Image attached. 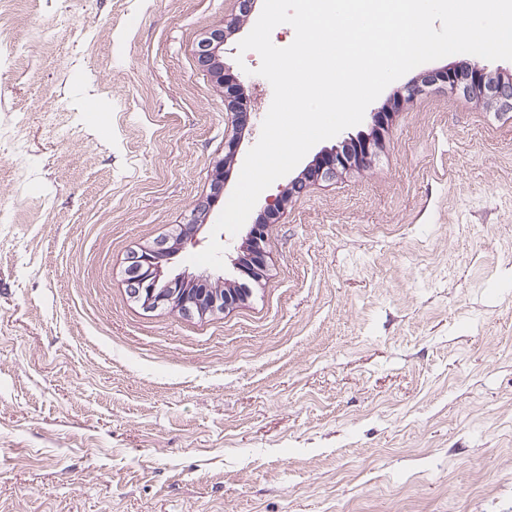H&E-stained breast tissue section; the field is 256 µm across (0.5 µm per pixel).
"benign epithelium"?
Instances as JSON below:
<instances>
[{"label": "benign epithelium", "instance_id": "1", "mask_svg": "<svg viewBox=\"0 0 512 512\" xmlns=\"http://www.w3.org/2000/svg\"><path fill=\"white\" fill-rule=\"evenodd\" d=\"M224 26L220 25L204 33L194 47L199 66L208 70L222 82H231L229 68L223 61ZM445 90L452 96H464L471 90L480 91L483 101L501 110H512V75L502 71H490L478 61L456 68L427 71L419 78L393 91L386 102L368 113V131L345 137L338 144L320 151L314 159L274 197L266 201L255 220L244 228L243 244L239 252L227 255L234 269L254 282L262 279L267 266L265 248L266 227L269 220L280 216L284 202L300 193L308 184L331 179L342 171L368 166L382 151L383 133L402 106L427 90ZM227 108L235 116L236 127L241 129L251 123V108L243 98H229ZM243 138L234 136L225 142L226 161L231 163L237 156ZM224 161V162H226ZM224 162L215 166L212 178L215 205L224 190ZM204 213L190 217L181 225V235L176 239L161 240L130 252L124 269V285L129 295L136 298L147 311L173 306L185 315L213 316L237 303L241 283L228 285L224 293L208 292L203 288L205 278L185 272L169 279L163 271L172 263L183 246L197 237L198 222Z\"/></svg>", "mask_w": 512, "mask_h": 512}]
</instances>
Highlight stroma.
I'll use <instances>...</instances> for the list:
<instances>
[{
  "mask_svg": "<svg viewBox=\"0 0 512 512\" xmlns=\"http://www.w3.org/2000/svg\"><path fill=\"white\" fill-rule=\"evenodd\" d=\"M219 24L247 151L237 0H0V512H512V111L405 104L224 314L128 297L236 132ZM224 25L217 26L204 33L194 47V55L197 63L208 70L213 76L218 77L223 83L234 81L229 72V67L224 66Z\"/></svg>",
  "mask_w": 512,
  "mask_h": 512,
  "instance_id": "35a3bbf8",
  "label": "stroma"
}]
</instances>
